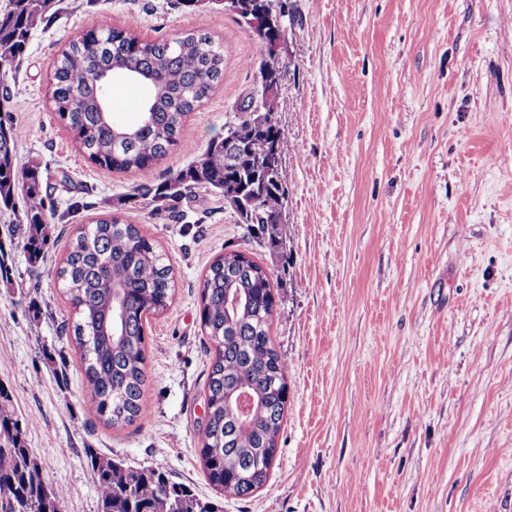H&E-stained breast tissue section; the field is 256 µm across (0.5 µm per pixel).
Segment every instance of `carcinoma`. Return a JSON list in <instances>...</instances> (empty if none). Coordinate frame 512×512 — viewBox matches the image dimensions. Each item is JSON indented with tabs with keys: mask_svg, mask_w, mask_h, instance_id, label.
I'll return each instance as SVG.
<instances>
[{
	"mask_svg": "<svg viewBox=\"0 0 512 512\" xmlns=\"http://www.w3.org/2000/svg\"><path fill=\"white\" fill-rule=\"evenodd\" d=\"M55 0H9L0 13V65L11 68L23 56L32 30L47 20ZM146 71L152 89L147 116L131 125L106 124L90 85L89 67ZM224 52L201 32H186L162 42H145L130 30L107 35L88 31L62 51L49 81L59 118L75 133L79 149L92 163L115 170L147 172L178 145L185 117L221 84ZM21 136L0 120V210L24 204L29 224L30 259L44 256L57 227L47 224V195L40 167L15 166ZM257 192L264 219L234 210L237 221L275 245L282 239L279 207L288 171L271 177L257 169L252 144L240 147L224 138L211 140L200 157L175 178L137 189L151 201L171 198V185L190 192L204 187L224 193V184ZM57 279L76 312L73 335L85 366L86 394L95 413L112 425L130 424L147 412L144 317L161 314L174 297V276L152 239L134 224L115 217L81 227L71 240ZM241 299L233 309L235 298ZM125 305L120 334H114L112 301ZM278 296L268 271L235 251L208 267L200 292L199 322L209 342L211 364L206 390L208 420L200 462L209 483L222 495L242 498L262 488L277 456V435L285 408L288 366L269 336ZM254 397L246 417L237 404L240 391ZM99 491L100 512H222L210 500L152 467H131L110 457L89 454ZM0 487L11 500L0 512H60L63 490L48 485L27 447L18 421L0 406Z\"/></svg>",
	"mask_w": 512,
	"mask_h": 512,
	"instance_id": "1",
	"label": "carcinoma"
}]
</instances>
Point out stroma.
I'll return each mask as SVG.
<instances>
[{
  "instance_id": "obj_1",
  "label": "stroma",
  "mask_w": 512,
  "mask_h": 512,
  "mask_svg": "<svg viewBox=\"0 0 512 512\" xmlns=\"http://www.w3.org/2000/svg\"><path fill=\"white\" fill-rule=\"evenodd\" d=\"M277 114L289 173L278 246L193 190L175 211L137 197L238 121L261 43L204 0H59L0 99L68 232L104 216L139 225L175 296L147 315L148 411L111 425L89 409L65 237L31 262L22 211L0 212V389L61 512H99L90 453L165 471L224 512H512V0H282ZM146 41L185 31L224 51V80L150 173L93 164L58 118L49 79L90 30ZM249 254L279 286L271 338L288 405L266 485L221 498L202 470L209 373L199 326L210 263Z\"/></svg>"
}]
</instances>
